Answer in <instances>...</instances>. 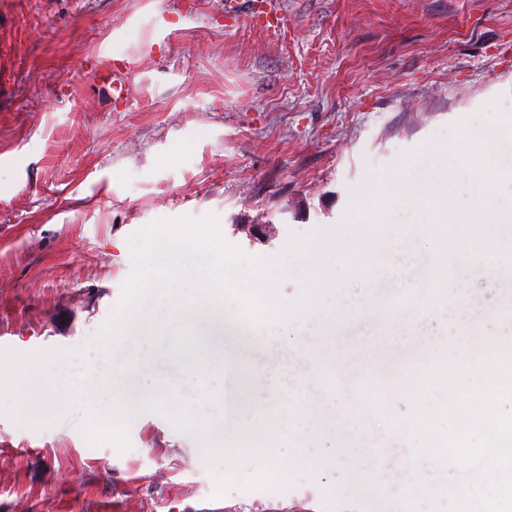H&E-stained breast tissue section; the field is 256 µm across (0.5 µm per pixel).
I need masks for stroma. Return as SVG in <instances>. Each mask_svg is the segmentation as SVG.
I'll return each mask as SVG.
<instances>
[{
	"label": "stroma",
	"instance_id": "obj_1",
	"mask_svg": "<svg viewBox=\"0 0 512 512\" xmlns=\"http://www.w3.org/2000/svg\"><path fill=\"white\" fill-rule=\"evenodd\" d=\"M226 0H0V348L57 352L59 363L102 375L100 331L131 272L128 238L155 220L218 216L225 240L270 269L291 237H344V217L367 186L458 122L477 127L512 110V0H259L276 28ZM123 81L125 96L112 93ZM378 269L336 260L329 288L349 313L335 337L318 317L265 339L266 389L239 403L267 416L271 393L302 379L306 342L359 352L398 330L362 295L420 284L433 241L374 243ZM455 265L476 306L500 305L504 275ZM173 337L134 338L136 362L118 387L172 397L224 417L223 372L205 390ZM79 402L59 414H0V512H297L302 492L355 512H408L399 470L361 491L347 472L356 452L331 429L308 453L329 470L269 487L217 494L196 435L156 412L129 420L130 447L94 446Z\"/></svg>",
	"mask_w": 512,
	"mask_h": 512
}]
</instances>
